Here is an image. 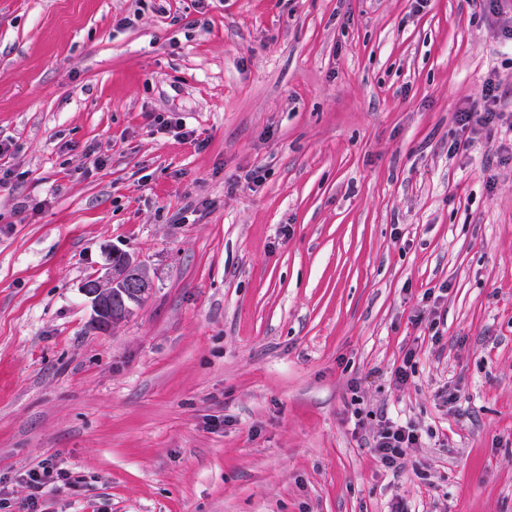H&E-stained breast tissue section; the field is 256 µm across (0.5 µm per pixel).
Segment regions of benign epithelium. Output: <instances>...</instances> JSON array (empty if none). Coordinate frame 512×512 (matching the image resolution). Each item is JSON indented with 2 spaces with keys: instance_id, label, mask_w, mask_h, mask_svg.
<instances>
[{
  "instance_id": "obj_1",
  "label": "benign epithelium",
  "mask_w": 512,
  "mask_h": 512,
  "mask_svg": "<svg viewBox=\"0 0 512 512\" xmlns=\"http://www.w3.org/2000/svg\"><path fill=\"white\" fill-rule=\"evenodd\" d=\"M153 288L147 267L129 255L112 254L110 267L102 276H91L81 286L90 299L92 323L103 331L127 317L133 297H143Z\"/></svg>"
}]
</instances>
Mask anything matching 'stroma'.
Masks as SVG:
<instances>
[{"instance_id": "stroma-1", "label": "stroma", "mask_w": 512, "mask_h": 512, "mask_svg": "<svg viewBox=\"0 0 512 512\" xmlns=\"http://www.w3.org/2000/svg\"><path fill=\"white\" fill-rule=\"evenodd\" d=\"M510 17L0 0V496L49 460L36 512H512V135L448 151L486 81L512 113ZM116 252L153 288L97 331ZM420 436L414 426L382 417L373 435V450L379 462L389 470L399 469L407 448L418 445Z\"/></svg>"}]
</instances>
